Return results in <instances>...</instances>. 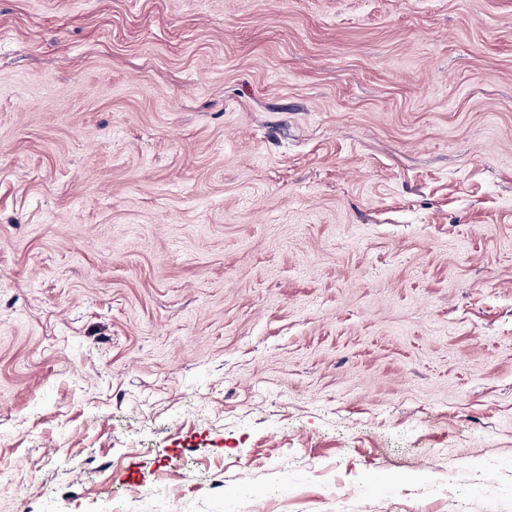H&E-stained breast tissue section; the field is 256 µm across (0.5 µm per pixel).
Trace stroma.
Wrapping results in <instances>:
<instances>
[{
    "label": "stroma",
    "mask_w": 512,
    "mask_h": 512,
    "mask_svg": "<svg viewBox=\"0 0 512 512\" xmlns=\"http://www.w3.org/2000/svg\"><path fill=\"white\" fill-rule=\"evenodd\" d=\"M512 512V0H0V512Z\"/></svg>",
    "instance_id": "35a3bbf8"
}]
</instances>
